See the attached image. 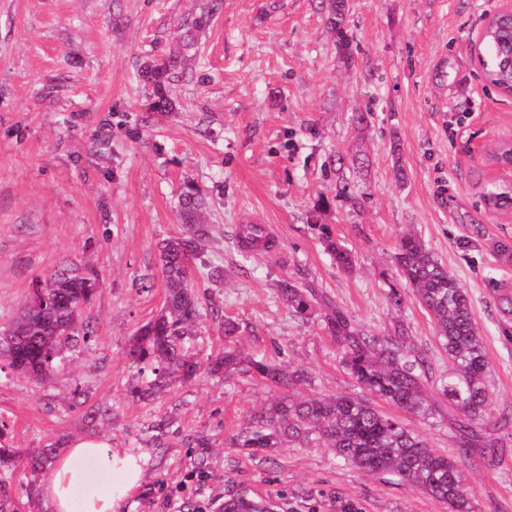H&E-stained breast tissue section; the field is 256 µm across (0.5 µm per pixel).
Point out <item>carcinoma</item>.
Returning a JSON list of instances; mask_svg holds the SVG:
<instances>
[{
	"instance_id": "cac0c4a2",
	"label": "carcinoma",
	"mask_w": 512,
	"mask_h": 512,
	"mask_svg": "<svg viewBox=\"0 0 512 512\" xmlns=\"http://www.w3.org/2000/svg\"><path fill=\"white\" fill-rule=\"evenodd\" d=\"M347 7L346 0H331L328 16V25L336 30L337 45L344 51L349 48L344 29ZM208 23L207 14L193 18L183 33L186 44H193L196 33ZM483 51L487 58L484 79L502 89L509 87V17H502L495 31L485 35ZM182 64L180 56L171 55L140 70L139 78L153 87V111L163 115L173 110L169 84ZM179 207L185 224L183 233L158 245L166 285L163 306L136 331L128 349L132 363L150 366L154 376L136 391L139 398L166 387L177 376L190 378L199 368L185 347L202 318L201 303L186 270L197 266L213 239V226L209 224L205 195L196 182L184 181ZM327 251L337 266H352L353 256L347 249L330 242ZM394 263L397 275L431 317L439 343L448 354V372L437 379H432L430 363L416 349L407 329L400 327L392 336L368 335L335 308L324 312L323 318L336 342L340 363L361 389L359 395L299 398L294 393L301 381L298 372L277 364L249 363L230 349L211 362L208 371L228 376L247 363L277 391L263 411L250 417L236 434V447L266 458L286 446L329 448L336 458L360 472L393 477L443 504L448 512H478L458 461H498L504 436L512 437V420L496 419L487 411L489 363L464 288L415 235L400 238ZM96 287L97 274L74 262L38 281L35 291L45 302L24 306L17 318L0 327V357H6L9 365L21 373L44 380L66 350L80 340L87 341L83 312ZM277 292L295 313L306 315L313 310L312 291L284 280L279 282ZM379 400L423 419L441 414L443 402H448V422L454 431L457 454L448 456L429 448L413 428L383 412ZM55 455L56 449L43 448L28 457L26 467L43 470ZM270 507L267 501L256 502L239 495L224 499V512H268Z\"/></svg>"
}]
</instances>
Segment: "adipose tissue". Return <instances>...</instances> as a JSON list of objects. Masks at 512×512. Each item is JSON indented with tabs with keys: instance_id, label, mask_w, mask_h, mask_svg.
I'll return each mask as SVG.
<instances>
[{
	"instance_id": "obj_1",
	"label": "adipose tissue",
	"mask_w": 512,
	"mask_h": 512,
	"mask_svg": "<svg viewBox=\"0 0 512 512\" xmlns=\"http://www.w3.org/2000/svg\"><path fill=\"white\" fill-rule=\"evenodd\" d=\"M92 457L102 458L104 470L112 479L105 487H93L82 500L74 502L75 486L85 483L88 475L85 462ZM143 480V461L140 456L112 447L96 439L80 438L70 443L67 451L57 458L42 494L53 512H122L131 494Z\"/></svg>"
}]
</instances>
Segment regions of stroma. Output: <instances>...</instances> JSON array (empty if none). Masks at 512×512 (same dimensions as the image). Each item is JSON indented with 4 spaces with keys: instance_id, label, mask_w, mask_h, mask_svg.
<instances>
[{
    "instance_id": "35a3bbf8",
    "label": "stroma",
    "mask_w": 512,
    "mask_h": 512,
    "mask_svg": "<svg viewBox=\"0 0 512 512\" xmlns=\"http://www.w3.org/2000/svg\"><path fill=\"white\" fill-rule=\"evenodd\" d=\"M503 0H349L348 52L325 0H0V325L36 281L74 261L98 287L91 336L37 383L0 362V443L20 458L95 438L145 461L124 512H217L230 492L286 512H445L432 498L368 476L327 448L270 460L231 441L274 393L258 377L216 378L223 322L246 359L307 372L303 398L353 394L320 317L333 307L363 332L404 325L435 372L448 368L429 316L394 274L401 236L417 235L466 289L489 361L491 414L512 419V219L481 202L482 147L512 142V97L485 86L470 54ZM212 11L196 45L181 25ZM185 54L172 112L149 109L137 72ZM207 195L215 239L195 277L203 319L188 351L202 365L152 397L126 349L165 297L157 244L183 231L184 180ZM268 225L246 252L239 225ZM333 240L354 263L343 269ZM151 286L141 289L142 277ZM313 290L300 317L280 281ZM165 424L158 432L157 424ZM202 438L206 447H195ZM479 512H512V441L501 462L466 469ZM22 469L0 468L5 512H52Z\"/></svg>"
}]
</instances>
